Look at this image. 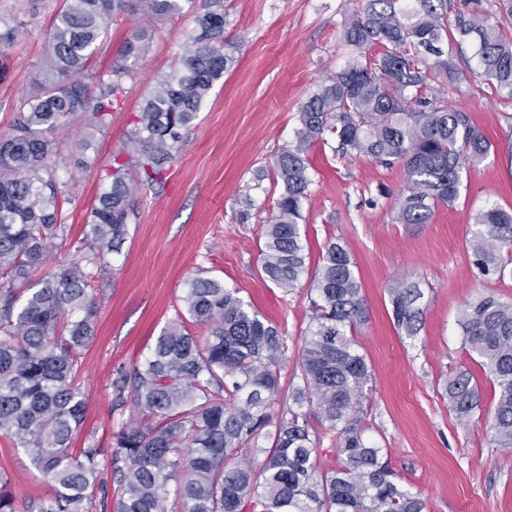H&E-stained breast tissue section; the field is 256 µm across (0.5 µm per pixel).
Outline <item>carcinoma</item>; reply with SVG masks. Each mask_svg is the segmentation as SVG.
<instances>
[{
    "label": "carcinoma",
    "mask_w": 512,
    "mask_h": 512,
    "mask_svg": "<svg viewBox=\"0 0 512 512\" xmlns=\"http://www.w3.org/2000/svg\"><path fill=\"white\" fill-rule=\"evenodd\" d=\"M181 2L63 0L48 30L47 56L12 132L0 140V436L28 453L53 490L44 501L20 503L3 483L0 512H168L172 495L177 512H425L420 493L397 482L383 449L361 435L371 373L352 333L363 322L364 303L355 262L338 240L327 242L313 276L300 383L291 392L297 409L274 420L286 337L223 280L197 276L182 302L192 323L207 329L205 338L180 318L168 323L143 362L114 382L112 410L125 408L129 388L137 420L112 433L108 450L71 448L85 410L82 352L98 313L89 290L136 218L127 167H137L144 189L164 183L183 131L234 62L219 48L224 9L196 17L180 67L157 82L123 150L112 156L77 260L58 269L47 261L69 239L61 200L70 184L59 175L52 134L78 118L86 151L123 104L150 33L136 30L106 71L90 74L113 16L161 19L179 13ZM17 35L16 26L0 30V79L10 72L2 47ZM445 38L458 46L476 41L480 76L512 99V42L475 13L458 12L448 24L447 0H368L344 26L346 65L301 105L295 141L274 163L281 192L264 228L262 271L284 293L296 290L306 270L300 220L311 184L307 152L326 134L346 156L404 164L401 224H426L436 207L453 205L462 172L490 154L492 142L470 116L430 94L431 82L464 75L443 59ZM474 226L469 246L479 274L512 275V209L492 205ZM389 297L397 326L418 335L419 284L395 286ZM458 325L463 347L494 387V440L511 448L512 300L483 294L464 305ZM443 390L459 422L480 411V383L471 371L449 373ZM310 417L339 435L338 468L319 470Z\"/></svg>",
    "instance_id": "cac0c4a2"
}]
</instances>
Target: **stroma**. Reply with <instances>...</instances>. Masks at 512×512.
<instances>
[{"instance_id":"35a3bbf8","label":"stroma","mask_w":512,"mask_h":512,"mask_svg":"<svg viewBox=\"0 0 512 512\" xmlns=\"http://www.w3.org/2000/svg\"><path fill=\"white\" fill-rule=\"evenodd\" d=\"M62 0H0V18L20 25L9 48L10 73L0 80V137L8 135L31 76L47 51L46 31ZM366 0H224V50L233 66L214 85L184 139L164 184L137 190L136 220L112 267L97 279L95 336L83 352L79 382L86 396L84 421L73 448L109 447L113 430L131 409L112 410L117 371L143 361L161 330L181 309L188 280L199 271L222 279L276 325L287 339L281 382H297L298 354L309 325L310 284L327 241L340 240L356 263L365 320L353 339L372 381L362 425L367 442L387 449L403 485L424 498L426 512H512V448L498 447L491 429L493 388L482 381L480 416L459 423L441 396L445 375L481 369L462 347L457 319L465 303L493 292L512 297V278L478 277L466 243L476 215L490 205L512 207V101L481 78L442 83L448 106L466 112L494 144L487 159L463 171L460 196L436 208L426 224L397 220L405 180L401 164L349 158L336 140L307 153L310 193L301 228L308 272L285 294L261 269L263 226L280 186L251 183L272 169L291 144L299 108L327 77L344 67L348 50L342 25ZM209 0H184L180 14L152 24L150 53L127 82L124 104L112 114L94 150L80 154V123L54 135L71 180L62 214L79 241L112 157L123 148L144 98L159 77L177 67L195 18ZM139 15L125 13L108 25L91 63L105 70ZM252 206H244V196ZM401 281L423 290V324L404 336L392 314L388 290ZM0 476L17 500L43 499L51 487L33 470L24 449L0 437Z\"/></svg>"}]
</instances>
